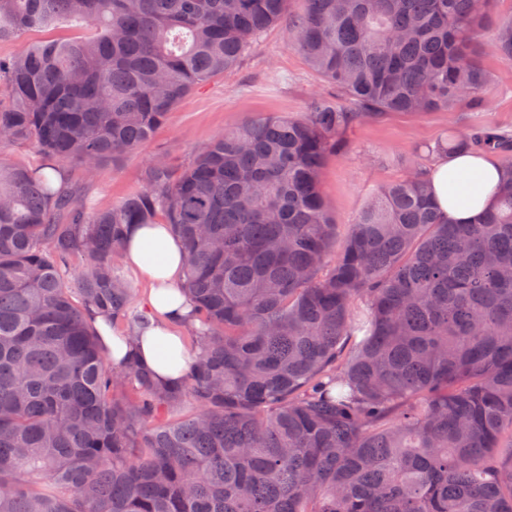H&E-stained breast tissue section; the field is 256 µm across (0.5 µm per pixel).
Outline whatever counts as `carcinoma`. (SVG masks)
Masks as SVG:
<instances>
[{
  "mask_svg": "<svg viewBox=\"0 0 512 512\" xmlns=\"http://www.w3.org/2000/svg\"><path fill=\"white\" fill-rule=\"evenodd\" d=\"M496 0H0V145L91 175L288 19L336 89L247 118L96 210L0 161V512H512V134L425 146L498 157L496 207L451 224L427 171L376 190L336 246L322 190L346 132L389 112H481ZM512 58V17L495 27ZM170 224L192 302L184 380L116 371L90 310L142 319L117 256ZM86 267L71 268L73 256Z\"/></svg>",
  "mask_w": 512,
  "mask_h": 512,
  "instance_id": "carcinoma-1",
  "label": "carcinoma"
}]
</instances>
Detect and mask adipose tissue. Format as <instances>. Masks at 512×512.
Masks as SVG:
<instances>
[{
	"label": "adipose tissue",
	"mask_w": 512,
	"mask_h": 512,
	"mask_svg": "<svg viewBox=\"0 0 512 512\" xmlns=\"http://www.w3.org/2000/svg\"><path fill=\"white\" fill-rule=\"evenodd\" d=\"M501 168L490 155L459 152L438 157L428 172L429 187L440 214L454 224H475L496 201ZM125 262L148 285L146 319L134 332L114 330L99 311L88 314L114 368L136 357L155 381L171 385L183 376L187 348L181 333L189 321L191 303L179 287L183 250L166 224H135L127 231Z\"/></svg>",
	"instance_id": "adipose-tissue-1"
}]
</instances>
